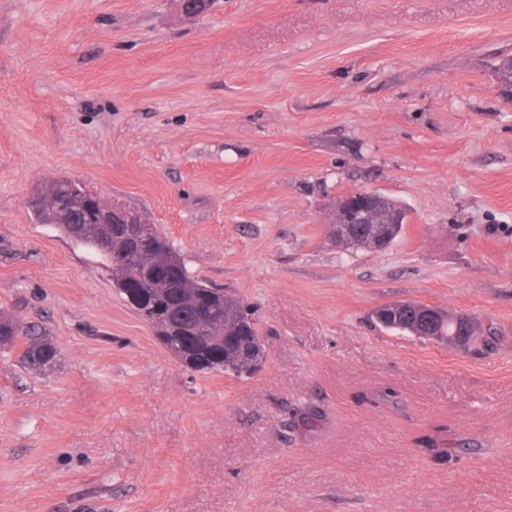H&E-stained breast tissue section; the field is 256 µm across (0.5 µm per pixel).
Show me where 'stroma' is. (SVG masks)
<instances>
[{
  "mask_svg": "<svg viewBox=\"0 0 512 512\" xmlns=\"http://www.w3.org/2000/svg\"><path fill=\"white\" fill-rule=\"evenodd\" d=\"M512 0H0V512H512ZM68 178L250 306L253 376L186 369L105 259L40 222ZM359 190L408 222L344 251ZM474 316L480 354L381 328ZM20 339H25L22 359L35 370L52 369L59 356V350L49 336H31L28 330L6 310L0 309V347L9 349Z\"/></svg>",
  "mask_w": 512,
  "mask_h": 512,
  "instance_id": "1",
  "label": "stroma"
}]
</instances>
